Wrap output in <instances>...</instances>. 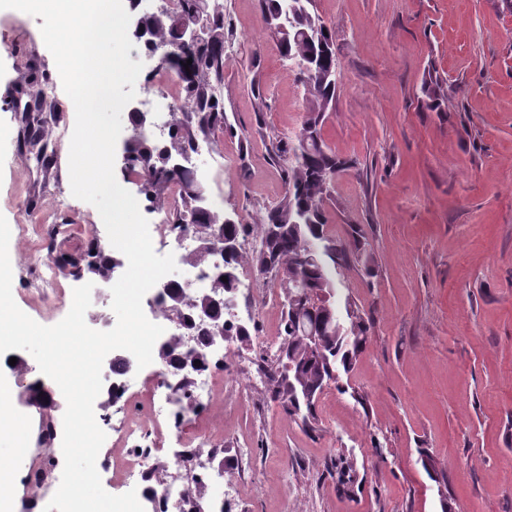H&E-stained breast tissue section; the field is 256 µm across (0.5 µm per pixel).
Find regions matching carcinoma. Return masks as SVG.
Listing matches in <instances>:
<instances>
[{"mask_svg":"<svg viewBox=\"0 0 512 512\" xmlns=\"http://www.w3.org/2000/svg\"><path fill=\"white\" fill-rule=\"evenodd\" d=\"M296 14L291 24H283L282 0H259L261 21L277 36L282 56L294 62L304 89L307 112L296 139H279L272 145L284 188L280 201L265 209L260 222L250 226L261 238L260 250L248 253L242 249L231 257L239 267L254 264L266 268L267 259L288 275L285 286L286 311L281 330L282 342L276 359L268 364L266 397L276 403L290 418L305 427L316 423V401L325 386L334 383L341 392L349 386L339 383L332 373L349 372L362 348L369 340L370 325L351 308L347 320L336 312L335 283L329 276L322 256L331 262L358 255L360 242L335 238L328 234L329 217L325 207L331 195L333 180L353 167L354 161L338 156L322 138L326 112L336 102L341 73L336 61L333 33L317 13L314 0H293ZM171 17L146 16L143 25L147 35L143 44L152 53L161 46L172 48L169 65L162 70L175 75L178 97L191 105V115H170L165 138L151 135L130 114L133 131V157L127 176L140 182V194L148 207L165 210L175 224H194L199 236L215 249L224 251V238H238L249 226L237 221L224 223V213L199 204L194 193L201 181L195 169L185 167L170 171L160 161L166 147H192L200 141L216 145L224 133L226 114L224 96L225 47L233 37V29L224 4L220 0H174ZM180 17L201 25L204 46L181 45L176 42L173 24ZM189 67H184L187 60ZM48 72L37 66L28 67L25 82L16 90L15 112L19 128L26 131L19 146L29 160L41 163L37 178L38 194L48 192L51 162L55 145L46 130L53 125L57 113L53 95L48 92ZM224 225V234L214 235L210 225ZM317 250L304 273V287L291 288L289 278L300 266L299 256ZM319 330L320 346L308 348L302 336L311 328ZM338 483L343 491H353L356 469L352 461L341 458L337 465Z\"/></svg>","mask_w":512,"mask_h":512,"instance_id":"carcinoma-1","label":"carcinoma"}]
</instances>
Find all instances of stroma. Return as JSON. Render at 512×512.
Listing matches in <instances>:
<instances>
[{
    "label": "stroma",
    "instance_id": "stroma-1",
    "mask_svg": "<svg viewBox=\"0 0 512 512\" xmlns=\"http://www.w3.org/2000/svg\"><path fill=\"white\" fill-rule=\"evenodd\" d=\"M236 36L225 48L227 126L219 147L233 163L205 184L246 222L283 194L270 134L292 138L306 115L296 68L260 19L258 0H224ZM334 33L342 81L322 136L354 160L326 207L332 234L358 238L367 263L333 270L336 307L355 303L372 328L348 382L327 387L318 424L287 417L248 378L278 338L281 304L262 295L271 278L246 264L236 311L253 327L232 343L213 439L239 460L226 474L233 512H512V9L505 0H316ZM42 18L0 10V215L17 233L9 246L16 287H27L33 245L88 246L106 237L84 201L57 211L69 181V138L57 127L41 231H24L18 195L32 196L17 144L16 88L25 61L56 72ZM22 45L24 56L14 55ZM260 67H253V55ZM268 104L257 111L252 81ZM69 219L63 242L51 230ZM437 462L429 476L420 458ZM353 460L344 493L333 466Z\"/></svg>",
    "mask_w": 512,
    "mask_h": 512
}]
</instances>
